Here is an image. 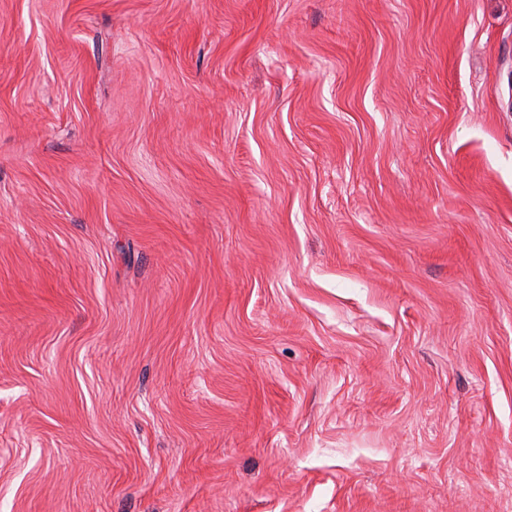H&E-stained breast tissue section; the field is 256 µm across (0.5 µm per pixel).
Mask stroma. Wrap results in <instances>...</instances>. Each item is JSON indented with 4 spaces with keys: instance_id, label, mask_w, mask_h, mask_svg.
<instances>
[{
    "instance_id": "stroma-1",
    "label": "stroma",
    "mask_w": 512,
    "mask_h": 512,
    "mask_svg": "<svg viewBox=\"0 0 512 512\" xmlns=\"http://www.w3.org/2000/svg\"><path fill=\"white\" fill-rule=\"evenodd\" d=\"M0 512H512V0H0Z\"/></svg>"
}]
</instances>
